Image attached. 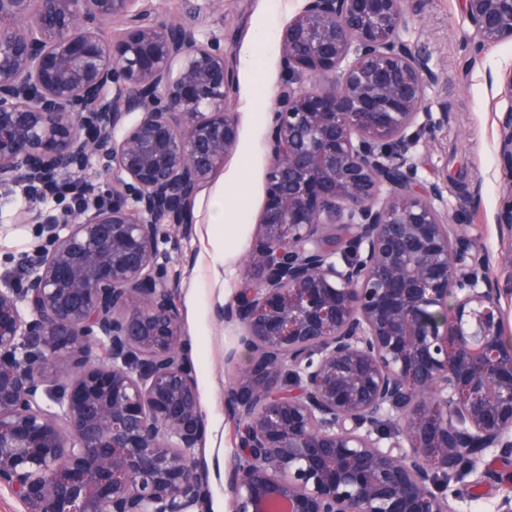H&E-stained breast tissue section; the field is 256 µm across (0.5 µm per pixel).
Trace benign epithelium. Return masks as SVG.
Returning a JSON list of instances; mask_svg holds the SVG:
<instances>
[{
	"label": "benign epithelium",
	"instance_id": "benign-epithelium-1",
	"mask_svg": "<svg viewBox=\"0 0 512 512\" xmlns=\"http://www.w3.org/2000/svg\"><path fill=\"white\" fill-rule=\"evenodd\" d=\"M463 11L475 46L512 40V0ZM407 29L403 0H306L282 31L260 231L223 309L248 357L225 390L233 512H453V482L503 485L496 512H512V478L479 468L489 450L512 460V259L501 288L421 182L411 150L440 121ZM233 80L221 38L146 0H0V192L21 189L39 240L0 287V486L29 512H208L158 245L238 144ZM502 96L512 234V68ZM91 158L106 193L38 206Z\"/></svg>",
	"mask_w": 512,
	"mask_h": 512
}]
</instances>
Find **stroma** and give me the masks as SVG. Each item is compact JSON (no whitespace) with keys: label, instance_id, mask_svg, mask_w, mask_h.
Listing matches in <instances>:
<instances>
[{"label":"stroma","instance_id":"stroma-1","mask_svg":"<svg viewBox=\"0 0 512 512\" xmlns=\"http://www.w3.org/2000/svg\"><path fill=\"white\" fill-rule=\"evenodd\" d=\"M304 0H224L223 15L212 13L209 0H152L157 20L183 17L193 22L201 39L224 38V54L234 69L229 106L239 119L240 140L235 152L198 192L190 233L169 226L159 242L175 282V302L181 327L191 347L200 405L205 419V440L193 456L207 465L211 490L210 512H231L224 489V471L237 443V427L224 400V390L243 379L244 364L228 353L239 334L219 310L232 301L248 274L247 250L238 251L221 272L212 269L207 220L212 196L221 187L241 185L248 197L246 217H239L233 201L224 205V221H246L250 236L259 233L265 201L269 150L265 135L269 113L285 73L278 49L257 42L259 34L279 40ZM406 39L412 50L428 58L435 74L427 101L445 119L432 137L423 139L413 154L424 182L447 181L443 209L459 213L463 231L483 246L492 263L512 257V236L497 224L501 174L496 157L497 122L511 102L501 98L498 78L512 66V41L481 50L469 44L471 28L462 0H405ZM253 47L258 64L244 69L240 56ZM27 202L21 192L0 195V286L11 275L18 256L37 243L35 228L15 221Z\"/></svg>","mask_w":512,"mask_h":512}]
</instances>
